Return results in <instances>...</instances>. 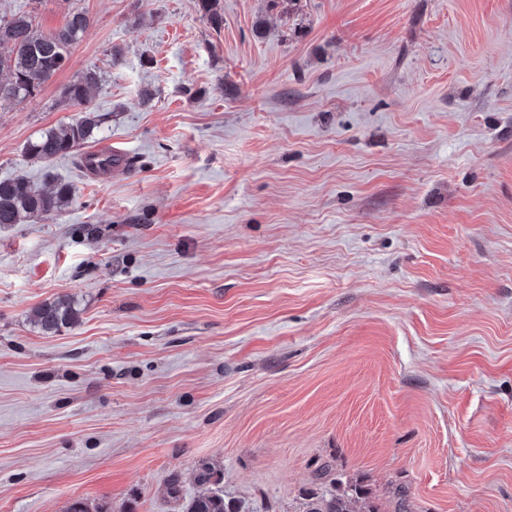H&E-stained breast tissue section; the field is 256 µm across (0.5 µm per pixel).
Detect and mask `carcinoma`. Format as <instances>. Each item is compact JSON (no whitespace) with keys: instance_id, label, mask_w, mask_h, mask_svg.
I'll use <instances>...</instances> for the list:
<instances>
[{"instance_id":"1","label":"carcinoma","mask_w":512,"mask_h":512,"mask_svg":"<svg viewBox=\"0 0 512 512\" xmlns=\"http://www.w3.org/2000/svg\"><path fill=\"white\" fill-rule=\"evenodd\" d=\"M90 26L87 13L75 9L69 13L60 30L45 34L35 24L30 12L0 15V70L8 78L0 80V103L36 95L56 73L64 70L70 59V47L80 40ZM104 76L100 69L89 66L63 90L65 100L81 107L82 116L76 121L48 130L28 144L26 153L32 160L50 162L64 156L93 139L101 124L96 112L88 109L93 92L100 89ZM119 161L110 155L97 154L89 158V169L98 175L112 173ZM73 200L70 184L59 182L50 190H41L23 178L0 180V225L25 221L66 210ZM80 310L68 297L45 301L32 311V322L44 334H56L75 325ZM201 484L213 488L194 497L185 512H242V506L224 499L215 488L221 478L209 468L198 475ZM303 512H375L373 506L356 487L315 492L308 496Z\"/></svg>"}]
</instances>
